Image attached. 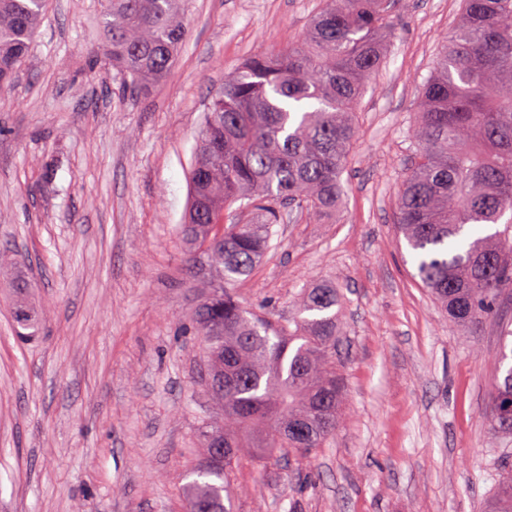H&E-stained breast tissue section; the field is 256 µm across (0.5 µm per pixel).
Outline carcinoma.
I'll use <instances>...</instances> for the list:
<instances>
[{"instance_id":"obj_1","label":"carcinoma","mask_w":512,"mask_h":512,"mask_svg":"<svg viewBox=\"0 0 512 512\" xmlns=\"http://www.w3.org/2000/svg\"><path fill=\"white\" fill-rule=\"evenodd\" d=\"M46 2L0 0V88L26 63ZM399 3L323 0L303 44L252 55L209 102L181 239L207 287L193 317L224 424L201 431L205 461L187 485L188 512H233L224 480L245 449L307 455L339 424L336 287L304 293L294 327L276 329L231 285L269 252L275 225L336 216L354 114L395 34ZM183 4L100 0L97 55L130 77L129 89L170 71L187 35ZM410 137L399 239L422 286L468 331L497 318L512 296V0H460ZM496 224L503 228L484 233ZM487 422L495 439H512V364L495 383ZM484 512H512V469L500 473Z\"/></svg>"}]
</instances>
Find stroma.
<instances>
[{"label": "stroma", "instance_id": "35a3bbf8", "mask_svg": "<svg viewBox=\"0 0 512 512\" xmlns=\"http://www.w3.org/2000/svg\"><path fill=\"white\" fill-rule=\"evenodd\" d=\"M316 4L187 0L170 72L133 94L94 53L98 0H49L0 91V512H185L200 432L222 416L190 323L204 288L177 233L196 136L225 74L297 43ZM459 14V0H401L335 220L276 225L234 287L284 326L306 289L335 285L345 386L336 432L311 456H240L234 512H482L512 465L486 420L512 299L458 331L397 241L411 117Z\"/></svg>", "mask_w": 512, "mask_h": 512}]
</instances>
